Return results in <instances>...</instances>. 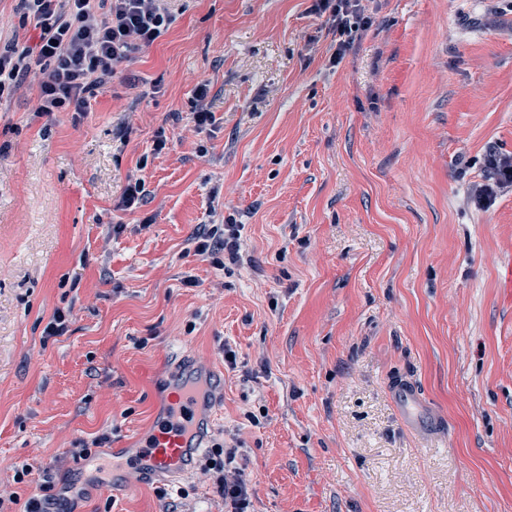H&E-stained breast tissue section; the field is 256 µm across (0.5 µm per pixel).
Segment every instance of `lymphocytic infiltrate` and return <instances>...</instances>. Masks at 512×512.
Returning a JSON list of instances; mask_svg holds the SVG:
<instances>
[{"label":"lymphocytic infiltrate","mask_w":512,"mask_h":512,"mask_svg":"<svg viewBox=\"0 0 512 512\" xmlns=\"http://www.w3.org/2000/svg\"><path fill=\"white\" fill-rule=\"evenodd\" d=\"M23 19L39 29L32 48L9 43L0 48V97L13 94L33 75L40 76L36 115L83 112L90 96L106 88L131 54L152 45L174 21L162 0H22ZM316 14H328L336 35L331 64H339L356 34L372 23L361 0H314ZM512 192V155L489 149L469 200L489 208L497 195ZM197 254L223 252L225 268L242 266L246 252L238 225L215 226L195 245ZM206 471L230 512H248L252 476L240 448L213 444Z\"/></svg>","instance_id":"1"}]
</instances>
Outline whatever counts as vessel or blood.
<instances>
[{
	"label": "vessel or blood",
	"instance_id": "vessel-or-blood-1",
	"mask_svg": "<svg viewBox=\"0 0 512 512\" xmlns=\"http://www.w3.org/2000/svg\"><path fill=\"white\" fill-rule=\"evenodd\" d=\"M206 386V377L186 371L184 381L168 396L175 418L158 421L139 447L127 449L126 470L160 479L193 470L202 439L211 428Z\"/></svg>",
	"mask_w": 512,
	"mask_h": 512
}]
</instances>
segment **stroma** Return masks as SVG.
I'll return each instance as SVG.
<instances>
[{
    "instance_id": "1",
    "label": "stroma",
    "mask_w": 512,
    "mask_h": 512,
    "mask_svg": "<svg viewBox=\"0 0 512 512\" xmlns=\"http://www.w3.org/2000/svg\"><path fill=\"white\" fill-rule=\"evenodd\" d=\"M166 4L86 112L34 116V78L0 100V495L48 475L75 512H160V486L224 512L202 468L97 493L68 453L99 437L120 466L186 354L255 512H512V192L468 200L512 154V0H365L335 66L311 0ZM21 14L0 0V43L37 42ZM228 219L250 260L227 271L194 239ZM504 191L512 192V155L490 148L484 157L481 181L471 184L468 198L478 208L487 209Z\"/></svg>"
}]
</instances>
